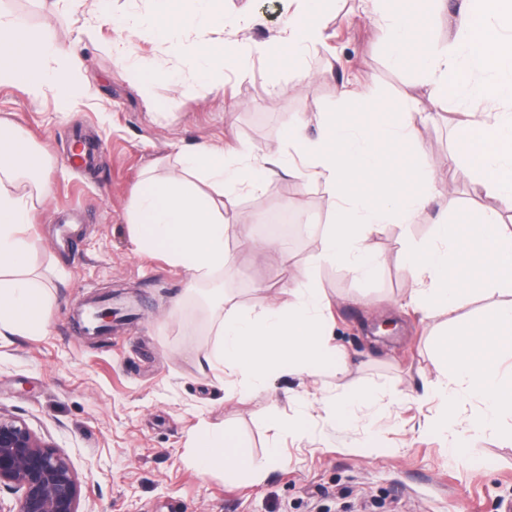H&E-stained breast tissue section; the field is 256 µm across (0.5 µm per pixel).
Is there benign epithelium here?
<instances>
[{
    "label": "benign epithelium",
    "instance_id": "benign-epithelium-1",
    "mask_svg": "<svg viewBox=\"0 0 512 512\" xmlns=\"http://www.w3.org/2000/svg\"><path fill=\"white\" fill-rule=\"evenodd\" d=\"M18 495L16 512H80L81 484L69 461L15 416L0 411V488Z\"/></svg>",
    "mask_w": 512,
    "mask_h": 512
}]
</instances>
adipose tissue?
Returning <instances> with one entry per match:
<instances>
[{
    "instance_id": "1",
    "label": "adipose tissue",
    "mask_w": 512,
    "mask_h": 512,
    "mask_svg": "<svg viewBox=\"0 0 512 512\" xmlns=\"http://www.w3.org/2000/svg\"><path fill=\"white\" fill-rule=\"evenodd\" d=\"M150 2L149 13L129 28L114 51L152 80L209 84L215 66L229 62L237 67L256 55L298 62L324 38L321 15L327 0H299L270 42L251 38L248 31L257 17L226 15L224 0ZM377 2L394 67L418 70L434 100L463 95L497 106V113L486 116L467 113L454 127V157L486 196L512 210V0H457L455 34L442 49L427 35L432 0H415L406 8L397 0ZM143 31L162 43L175 67L133 60L130 42ZM49 57L63 59V66L42 68ZM474 73L479 81H471ZM2 83L34 92L50 86L74 107L83 92L80 63L68 48L0 13ZM357 108L360 118L354 123L342 124L335 113H322L313 138L306 134L305 122L297 121L278 145L260 153L248 146L225 151L196 144L180 150L175 166L165 173L146 168L138 183L129 212L135 249L163 253L189 272L194 285L224 267V208L238 193L260 190L270 175L326 187L328 229L316 254L294 275L302 283L295 301H267L247 312H227L215 331L209 361L236 375L240 391L290 372L317 377L341 370L326 338L320 291L313 286L316 268L340 264L359 278H371L379 259L366 249L367 238L382 225L409 223L439 194L432 172L418 159L411 165L414 190H394L386 173L392 146L409 140L407 125L394 120L393 103L377 95L359 97ZM50 163L48 151L0 123V335L37 331L43 324L48 290L28 266V230L31 211L51 194L49 182L39 176ZM358 177L365 190H356ZM194 456L202 470L220 463L255 481L263 480L269 468L241 453L235 436L224 429L199 433Z\"/></svg>"
}]
</instances>
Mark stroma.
I'll use <instances>...</instances> for the list:
<instances>
[{
	"label": "stroma",
	"mask_w": 512,
	"mask_h": 512,
	"mask_svg": "<svg viewBox=\"0 0 512 512\" xmlns=\"http://www.w3.org/2000/svg\"><path fill=\"white\" fill-rule=\"evenodd\" d=\"M226 12L261 19L251 29L264 41L279 33V0H226ZM115 20L82 40L84 18L51 0H0L44 37L73 47L85 66L93 99L67 111L54 93L35 98L20 85H0V119L53 157L43 175L52 193L30 229V264L50 290L43 335L0 336V410L23 419L71 464L82 495L81 512H501L512 502V440L473 434L480 403L461 399L449 432L435 430L442 405L431 387L439 322L407 304L412 277L402 244L425 243L443 215L497 210L472 175L450 157L452 128L467 112L491 106L462 97L430 99L422 75L395 69L377 17L363 0H336L324 17L326 38L305 63L271 66L261 58L246 76L230 71L219 88L145 83L112 53L124 17L146 14L147 0H114ZM373 92L406 116L411 143L443 194L410 224H388L367 247L380 255L374 280L363 283L343 267L320 265L314 284L346 370L316 378L286 376L238 395L218 369L203 367L214 329L229 310L257 302L291 301L287 266H304L326 222L321 183L268 178L261 191L227 206V262L213 281L223 284L217 304L187 294L190 275L162 256L135 252L127 213L143 168L173 163L184 147L279 143L290 124L315 122L318 113L354 118L357 107L338 89ZM101 146L92 167L69 161L73 131ZM306 221L305 232L265 246L240 241V227L280 204ZM123 292L135 318L101 336L83 335L77 314L89 298ZM397 320V333L370 337L372 324ZM357 389L379 403L359 407L338 423L334 404ZM305 415L303 434L273 432L271 418ZM227 428L247 454L277 456L262 481L226 475L223 466L198 468V432Z\"/></svg>",
	"instance_id": "obj_1"
}]
</instances>
